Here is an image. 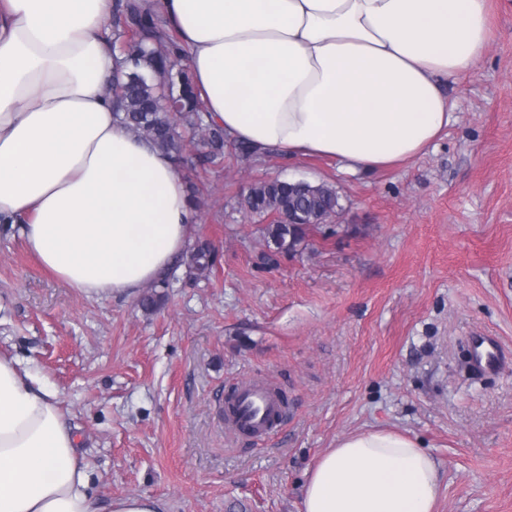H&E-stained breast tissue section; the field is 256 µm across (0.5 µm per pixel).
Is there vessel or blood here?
I'll list each match as a JSON object with an SVG mask.
<instances>
[{"label": "vessel or blood", "mask_w": 512, "mask_h": 512, "mask_svg": "<svg viewBox=\"0 0 512 512\" xmlns=\"http://www.w3.org/2000/svg\"><path fill=\"white\" fill-rule=\"evenodd\" d=\"M475 344L474 365L480 371L497 370L505 352L499 340L480 333L472 334ZM283 415V405L278 394L265 382L251 381L239 389L237 409L228 422L233 431L261 438L269 434Z\"/></svg>", "instance_id": "obj_1"}]
</instances>
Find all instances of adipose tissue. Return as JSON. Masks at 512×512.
Masks as SVG:
<instances>
[{
    "label": "adipose tissue",
    "instance_id": "adipose-tissue-1",
    "mask_svg": "<svg viewBox=\"0 0 512 512\" xmlns=\"http://www.w3.org/2000/svg\"><path fill=\"white\" fill-rule=\"evenodd\" d=\"M189 54L207 120L236 142L352 172L403 165L447 129L441 85L494 36L489 0H144ZM112 0H0V223L56 278L135 292L195 215L175 160L131 133L105 87ZM60 403L0 355V512H99ZM437 460L404 434L339 440L303 512H434Z\"/></svg>",
    "mask_w": 512,
    "mask_h": 512
}]
</instances>
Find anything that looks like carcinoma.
I'll return each instance as SVG.
<instances>
[{"mask_svg":"<svg viewBox=\"0 0 512 512\" xmlns=\"http://www.w3.org/2000/svg\"><path fill=\"white\" fill-rule=\"evenodd\" d=\"M113 25L120 53L133 69L112 80L117 115L136 136L151 141L181 161L187 137L199 129L206 134L197 146L207 160L224 158V129L206 121L204 108L193 83L187 52L167 31L161 19L144 8L141 0H115ZM240 208L263 218L290 210L303 217L299 224H269L265 234L276 252L292 254L308 233L342 209L336 188L308 182L290 184L279 179L258 181L241 194ZM191 270L205 271L215 265L216 252L208 244L193 247L187 256Z\"/></svg>","mask_w":512,"mask_h":512,"instance_id":"cac0c4a2","label":"carcinoma"}]
</instances>
